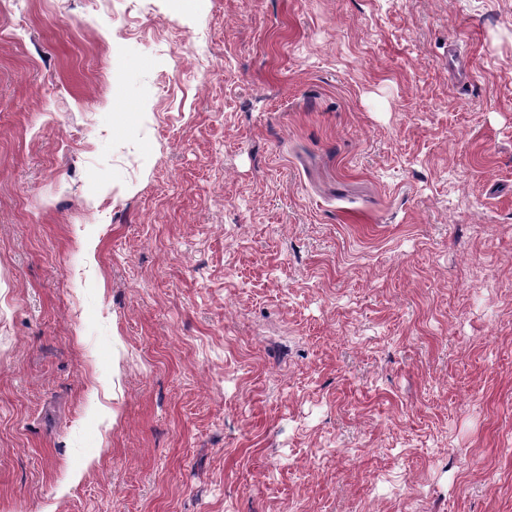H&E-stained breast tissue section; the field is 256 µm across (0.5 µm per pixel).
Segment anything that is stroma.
<instances>
[{"label": "stroma", "mask_w": 512, "mask_h": 512, "mask_svg": "<svg viewBox=\"0 0 512 512\" xmlns=\"http://www.w3.org/2000/svg\"><path fill=\"white\" fill-rule=\"evenodd\" d=\"M0 512H512V0H8Z\"/></svg>", "instance_id": "stroma-1"}]
</instances>
